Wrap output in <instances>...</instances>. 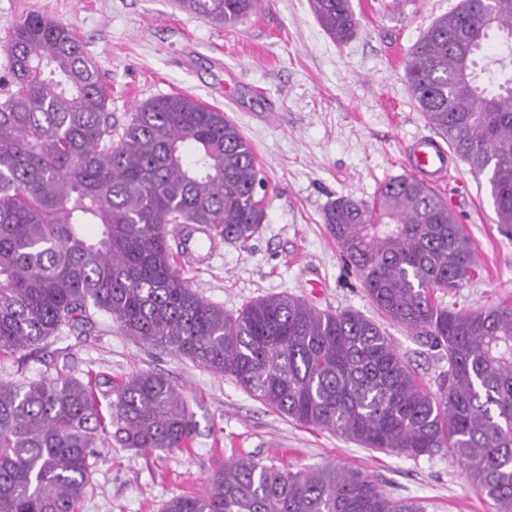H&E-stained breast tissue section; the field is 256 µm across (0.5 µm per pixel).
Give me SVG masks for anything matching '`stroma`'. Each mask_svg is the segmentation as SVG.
Wrapping results in <instances>:
<instances>
[{
    "label": "stroma",
    "instance_id": "1",
    "mask_svg": "<svg viewBox=\"0 0 512 512\" xmlns=\"http://www.w3.org/2000/svg\"><path fill=\"white\" fill-rule=\"evenodd\" d=\"M459 0H351L359 20L346 43L319 26L309 0H264L232 26L181 11L177 0H0V79L14 25L39 11L69 25L97 62L113 122L172 93L215 106L239 127L261 167L265 220L246 244L215 242L182 272L207 301L237 314L279 293L328 312L355 310L379 324L419 381L436 390L444 352L387 320L323 221L330 202H373L390 178L407 175L404 148L431 134L405 78L413 45ZM441 196L476 244L478 275L447 304L477 309L512 301V239L495 224L485 177L456 161ZM78 377L115 381L167 375L189 403L184 449L139 451L107 442L94 450L91 490L79 512H162L166 501L204 493L224 463L252 457L267 466H349L389 496L426 512H494L448 450L416 459L371 450L270 410L228 375L125 336L103 313L83 335L49 339L25 363L0 360V380Z\"/></svg>",
    "mask_w": 512,
    "mask_h": 512
}]
</instances>
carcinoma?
I'll list each match as a JSON object with an SVG mask.
<instances>
[{
	"label": "carcinoma",
	"mask_w": 512,
	"mask_h": 512,
	"mask_svg": "<svg viewBox=\"0 0 512 512\" xmlns=\"http://www.w3.org/2000/svg\"><path fill=\"white\" fill-rule=\"evenodd\" d=\"M232 25L263 0H186ZM344 42L351 0H311ZM512 51V0H460L415 43L405 77L421 112L471 172L484 175L496 223L512 237V74L479 67L490 35ZM4 50L0 99V357L34 350L104 312L127 336L216 373L265 406L364 448L418 458L447 448L496 512H512V305H445L477 272L475 243L448 204L414 176L385 182L372 204L336 198L323 220L386 319L448 355L427 391L375 321L319 311L288 294L238 315L206 301L177 269L169 236L196 224L244 243L265 210L254 152L224 112L189 95L156 97L116 128L95 61L69 26L35 11ZM95 224L97 235L82 226ZM60 373L0 381V512H79L93 448H181L187 401L162 373L105 381ZM163 512H424L368 475L328 464H224L203 494Z\"/></svg>",
	"instance_id": "carcinoma-1"
}]
</instances>
